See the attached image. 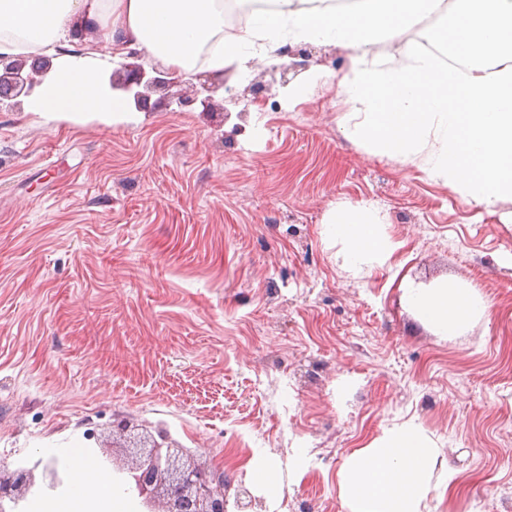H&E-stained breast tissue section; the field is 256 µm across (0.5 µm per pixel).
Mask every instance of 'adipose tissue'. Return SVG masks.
I'll return each mask as SVG.
<instances>
[{
  "label": "adipose tissue",
  "instance_id": "ef3b65f1",
  "mask_svg": "<svg viewBox=\"0 0 512 512\" xmlns=\"http://www.w3.org/2000/svg\"><path fill=\"white\" fill-rule=\"evenodd\" d=\"M253 13L233 42L224 40V0H0V56L43 50L51 70L27 103L45 120L66 115L105 119L125 111L109 89L95 52L68 44L69 30L99 21L108 52L138 51L179 74L233 63L246 72L258 53L279 43H319L346 51L349 69L338 87L356 105L346 136L418 165L474 206L493 211L512 202V0H352L336 9L315 0H274ZM442 13L436 37L455 65L402 43L404 30ZM397 57L378 63L381 44ZM377 207L341 206L328 217V237L340 241L345 267L386 262ZM409 308L441 336L466 333L488 305L453 279L406 291ZM67 480L54 492H34L23 512H136L133 495L88 450L61 448ZM441 451L415 419L382 429L354 450L338 474L348 512H425Z\"/></svg>",
  "mask_w": 512,
  "mask_h": 512
}]
</instances>
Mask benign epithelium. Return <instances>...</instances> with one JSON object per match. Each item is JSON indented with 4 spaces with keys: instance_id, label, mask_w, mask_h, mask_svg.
Listing matches in <instances>:
<instances>
[{
    "instance_id": "obj_1",
    "label": "benign epithelium",
    "mask_w": 512,
    "mask_h": 512,
    "mask_svg": "<svg viewBox=\"0 0 512 512\" xmlns=\"http://www.w3.org/2000/svg\"><path fill=\"white\" fill-rule=\"evenodd\" d=\"M290 63L270 67L280 72L282 84H287L288 73L304 66L306 53H296L284 47L278 52ZM0 98H16L29 94L43 84L48 66L32 65L30 71L17 60L0 56ZM145 71L131 70L124 79V87L141 84L149 88L162 82L160 78L144 80ZM117 433L123 438V451L131 459L128 473L134 481L144 512H225L224 476L210 472L198 461L190 458L184 448L162 430L156 434L134 432L120 421ZM36 487L33 470L17 467L8 469L0 465V512H19L20 503ZM162 501V510H155L156 500Z\"/></svg>"
}]
</instances>
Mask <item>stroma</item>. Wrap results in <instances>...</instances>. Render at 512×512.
I'll list each match as a JSON object with an SVG mask.
<instances>
[{"mask_svg": "<svg viewBox=\"0 0 512 512\" xmlns=\"http://www.w3.org/2000/svg\"><path fill=\"white\" fill-rule=\"evenodd\" d=\"M307 50L262 106L231 66L153 89L136 124L0 104L1 461L83 442L120 473L124 418L223 465L228 512H346V458L413 418L440 439L429 512H512V202L476 209L348 139L324 79L347 54ZM343 203L379 208L385 265L342 266L324 228ZM447 276L490 308L445 339L404 291ZM277 471V464L269 458L258 459L251 468L253 478L270 494H276L278 490Z\"/></svg>", "mask_w": 512, "mask_h": 512, "instance_id": "1", "label": "stroma"}]
</instances>
